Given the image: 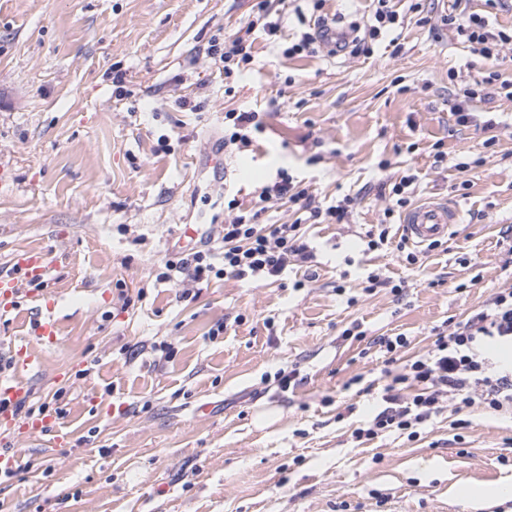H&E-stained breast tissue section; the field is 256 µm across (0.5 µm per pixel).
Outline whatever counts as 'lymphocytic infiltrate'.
I'll list each match as a JSON object with an SVG mask.
<instances>
[{"label":"lymphocytic infiltrate","mask_w":512,"mask_h":512,"mask_svg":"<svg viewBox=\"0 0 512 512\" xmlns=\"http://www.w3.org/2000/svg\"><path fill=\"white\" fill-rule=\"evenodd\" d=\"M404 19L392 6V0H370V15L363 36L353 38L350 54H374V45L384 34L395 31ZM457 39L467 43L484 65L461 84L451 101L450 110L458 125L482 131L486 148L497 142L498 124L494 117L474 112V101L493 96L512 97V81L503 79L498 68L500 50L512 44V32L492 27L487 17L452 8L442 18ZM264 36L271 44L282 45L288 58L307 57L317 51V32H302L298 39L283 43L281 26L273 15L271 0H256L254 12L243 33L228 45L211 44L209 53L224 65L225 78L253 68L256 64L253 34ZM265 113L250 108H232L224 112V144L241 151L255 150L266 127ZM418 176L407 170L390 177L388 196L391 201L381 223L367 231L366 246L376 251L395 245L408 264L419 261L406 239H393L392 220L396 213L411 206ZM288 206L296 218L289 224H264L260 217L268 203ZM354 199L343 196L325 206L319 202L312 186L298 180L287 169L276 172L274 180L263 185L253 206L244 207L234 196L224 199V207L234 218L222 231L224 252L213 258L209 250L197 249L176 254L164 263L158 280H171L173 273L188 272L192 281L234 278L262 282L277 278L288 265L305 266L315 258L307 241L303 221L316 224H342L349 217ZM433 348L427 356L407 363L400 373L391 375L383 388L384 408L369 427L357 429L356 438L374 439L390 432L416 438L418 429L439 409L441 400L454 403L456 412L482 405L489 412L512 416V365L495 362V355L512 347V287L500 288L465 319L435 328Z\"/></svg>","instance_id":"1"}]
</instances>
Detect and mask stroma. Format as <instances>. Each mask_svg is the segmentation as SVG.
Returning a JSON list of instances; mask_svg holds the SVG:
<instances>
[{
    "label": "stroma",
    "instance_id": "1",
    "mask_svg": "<svg viewBox=\"0 0 512 512\" xmlns=\"http://www.w3.org/2000/svg\"><path fill=\"white\" fill-rule=\"evenodd\" d=\"M393 2L396 46L289 59L260 39L257 72L228 96L206 50L244 26L253 0H0V273L18 282L0 300V336L32 335L36 309L54 320L58 341L41 345L23 382L66 434L43 448L23 417L0 437L25 462L0 476V512H512V494L487 495L512 486V418L471 407L462 448L446 401L416 439L354 436L383 406L385 355L371 338L405 334L416 359L433 327L512 286V100L475 103L500 121L485 148L449 110L480 61L441 22L448 0H422L418 13ZM255 104L268 112L259 147L224 149L225 109ZM219 150L221 177L197 162ZM460 155L484 163L463 174ZM382 159L417 171V202L462 212L422 267L364 249L389 205ZM280 166L326 202L356 199L347 223L307 225L311 270L274 283L157 280L190 226L214 225L219 251L225 194L250 203ZM29 249L45 254L49 278L14 269ZM375 268L405 281L402 296L363 292ZM354 322L365 338L343 337ZM291 369L302 381L280 391L276 374ZM357 375L370 392L349 388Z\"/></svg>",
    "mask_w": 512,
    "mask_h": 512
}]
</instances>
